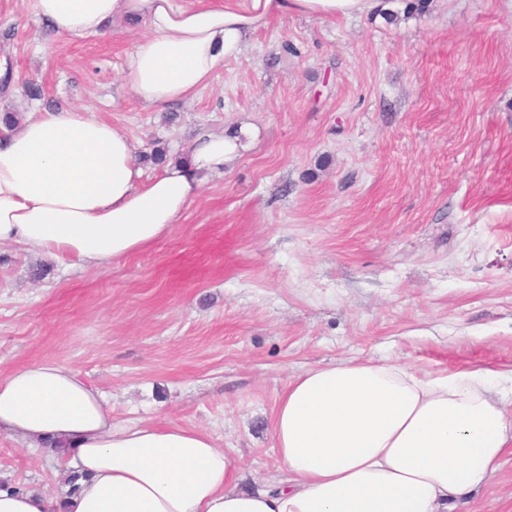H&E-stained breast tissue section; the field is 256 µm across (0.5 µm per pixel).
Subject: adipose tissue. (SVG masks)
Wrapping results in <instances>:
<instances>
[{
  "label": "adipose tissue",
  "instance_id": "ef3b65f1",
  "mask_svg": "<svg viewBox=\"0 0 512 512\" xmlns=\"http://www.w3.org/2000/svg\"><path fill=\"white\" fill-rule=\"evenodd\" d=\"M59 37L138 18L147 34L125 84L147 108L208 84L274 16L333 18L385 0H31ZM187 161L145 177L125 133L77 109L26 113L0 136V244L102 268L172 232L202 175L223 172L239 140L202 133ZM61 441L78 471L67 512H453L512 455V369L421 373L363 360L303 370L273 418L284 479L240 488V468L205 431L121 426L73 370L35 362L0 374V436Z\"/></svg>",
  "mask_w": 512,
  "mask_h": 512
}]
</instances>
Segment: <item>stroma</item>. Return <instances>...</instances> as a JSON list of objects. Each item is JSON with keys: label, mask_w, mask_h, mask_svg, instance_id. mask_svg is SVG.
<instances>
[{"label": "stroma", "mask_w": 512, "mask_h": 512, "mask_svg": "<svg viewBox=\"0 0 512 512\" xmlns=\"http://www.w3.org/2000/svg\"><path fill=\"white\" fill-rule=\"evenodd\" d=\"M407 3L391 22L271 18L195 95L147 109L123 82L144 22L67 39L0 0L1 111L70 106L171 158L251 131L120 263L0 245V372L69 367L114 421L210 433L247 486L278 474L273 410L302 370L512 369V0ZM66 477L0 436V482L57 504ZM456 512H512V456Z\"/></svg>", "instance_id": "35a3bbf8"}]
</instances>
